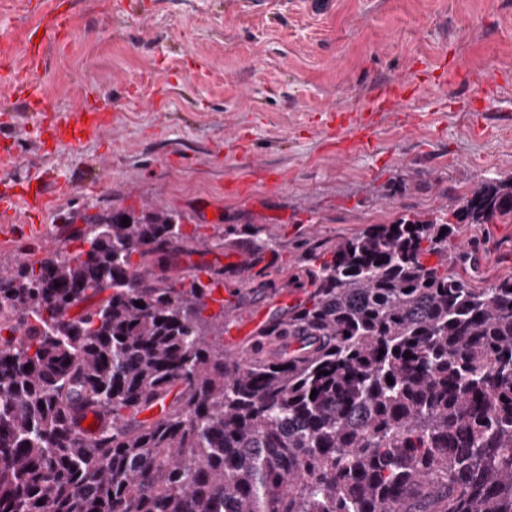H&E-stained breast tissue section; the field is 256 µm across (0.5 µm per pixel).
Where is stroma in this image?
<instances>
[{"label":"stroma","instance_id":"35a3bbf8","mask_svg":"<svg viewBox=\"0 0 512 512\" xmlns=\"http://www.w3.org/2000/svg\"><path fill=\"white\" fill-rule=\"evenodd\" d=\"M58 15V43H41ZM0 40L16 174L49 168L72 184L52 212L28 215L43 233L0 243L2 266L92 216L157 202L217 236L167 277L206 266L235 294L228 318L270 314L299 282L305 240L445 212L486 179H512V0H0ZM484 72L498 75L488 103ZM391 81L409 95L370 148H328L323 114L362 109ZM33 85L63 115L111 103V128L38 151ZM260 239L271 248L256 251ZM450 248L461 275L512 274V223L469 225Z\"/></svg>","mask_w":512,"mask_h":512}]
</instances>
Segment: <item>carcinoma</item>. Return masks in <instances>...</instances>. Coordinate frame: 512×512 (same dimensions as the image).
I'll list each match as a JSON object with an SVG mask.
<instances>
[{
	"label": "carcinoma",
	"mask_w": 512,
	"mask_h": 512,
	"mask_svg": "<svg viewBox=\"0 0 512 512\" xmlns=\"http://www.w3.org/2000/svg\"><path fill=\"white\" fill-rule=\"evenodd\" d=\"M511 223L512 180L488 179L315 246L306 298L242 352L209 269L156 274L209 244L161 204L1 268L0 512H512V275L478 286L448 253Z\"/></svg>",
	"instance_id": "cac0c4a2"
}]
</instances>
